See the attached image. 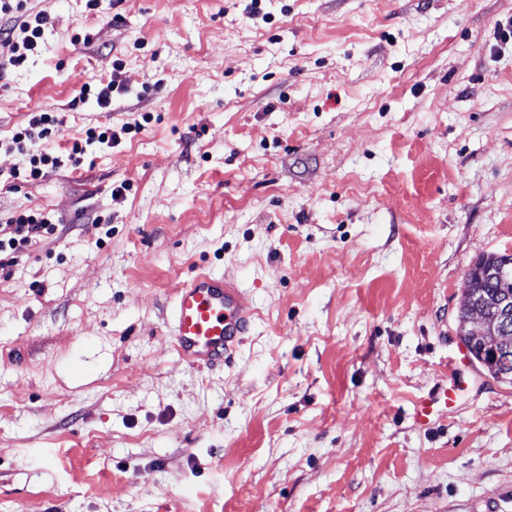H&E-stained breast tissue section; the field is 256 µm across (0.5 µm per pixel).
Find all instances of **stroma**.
I'll use <instances>...</instances> for the list:
<instances>
[{
	"label": "stroma",
	"mask_w": 512,
	"mask_h": 512,
	"mask_svg": "<svg viewBox=\"0 0 512 512\" xmlns=\"http://www.w3.org/2000/svg\"><path fill=\"white\" fill-rule=\"evenodd\" d=\"M27 7L0 133L132 131L35 182L0 147V225L58 226L0 270V512H512V384L456 333L512 251V0ZM201 270L253 310L211 368L170 336ZM26 2V0L0 1V20L6 19L13 23L7 34L11 39H16L15 47L18 54L11 60L12 65L15 66L22 64L26 60L27 54L38 48L45 28L49 24L48 17L44 13H27ZM18 13L21 15H15ZM19 20L21 21L19 22ZM118 70L115 69V71L112 72L110 75L109 80L107 83H104L103 81L99 80L98 82H95L93 85L94 90H91L90 85L84 86L83 90L81 91V99H85L86 97H89L91 93L96 99V102L100 106H106L109 104V101L111 99L112 91L119 87V83L117 82L118 78Z\"/></svg>",
	"instance_id": "stroma-1"
}]
</instances>
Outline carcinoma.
I'll return each instance as SVG.
<instances>
[{
	"label": "carcinoma",
	"instance_id": "1",
	"mask_svg": "<svg viewBox=\"0 0 512 512\" xmlns=\"http://www.w3.org/2000/svg\"><path fill=\"white\" fill-rule=\"evenodd\" d=\"M512 268V253H495L480 258L468 273L464 286L474 301L485 310V330L500 336V345L494 352L482 350L480 337L472 335L468 314L461 309L457 319V333L468 348L472 360L490 377L512 383V284L498 277L501 267Z\"/></svg>",
	"mask_w": 512,
	"mask_h": 512
}]
</instances>
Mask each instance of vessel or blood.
<instances>
[{"label":"vessel or blood","mask_w":512,"mask_h":512,"mask_svg":"<svg viewBox=\"0 0 512 512\" xmlns=\"http://www.w3.org/2000/svg\"><path fill=\"white\" fill-rule=\"evenodd\" d=\"M251 307L234 283L196 273L176 293L172 331L176 349L191 363L229 361L247 333Z\"/></svg>","instance_id":"vessel-or-blood-1"}]
</instances>
